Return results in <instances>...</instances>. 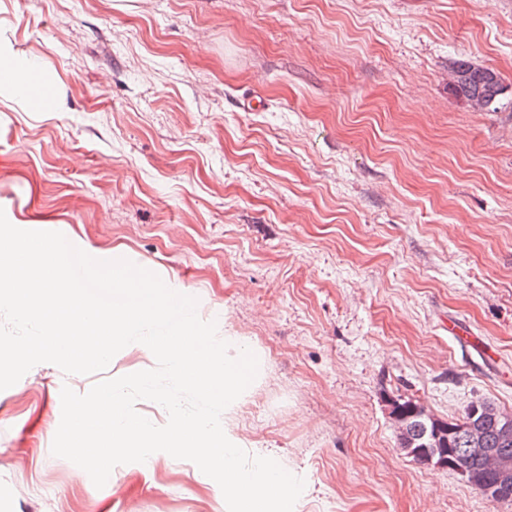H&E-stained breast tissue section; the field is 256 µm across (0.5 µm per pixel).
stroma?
Here are the masks:
<instances>
[{"label": "stroma", "instance_id": "obj_1", "mask_svg": "<svg viewBox=\"0 0 512 512\" xmlns=\"http://www.w3.org/2000/svg\"><path fill=\"white\" fill-rule=\"evenodd\" d=\"M0 40L63 102H0V209L153 271L257 355L229 419L304 479L296 512H512L390 417L512 412V0H0ZM458 58L502 75L498 110L450 90ZM155 366L133 343L0 391V512H227L167 453L99 489L51 452L62 386Z\"/></svg>", "mask_w": 512, "mask_h": 512}]
</instances>
